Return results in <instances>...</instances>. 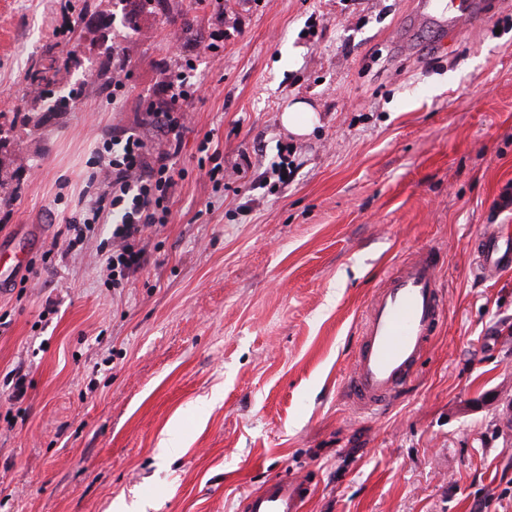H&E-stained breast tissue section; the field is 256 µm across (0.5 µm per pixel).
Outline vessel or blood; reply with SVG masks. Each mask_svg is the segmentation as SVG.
<instances>
[{
	"mask_svg": "<svg viewBox=\"0 0 512 512\" xmlns=\"http://www.w3.org/2000/svg\"><path fill=\"white\" fill-rule=\"evenodd\" d=\"M440 33L476 26L488 14L481 0H419ZM477 266L488 275L512 269V235L503 225H485L475 241ZM442 314L436 253L423 249L393 269L373 295L361 341L346 381L352 406L368 412L384 408L410 381ZM303 485L281 477L244 498L242 512H297Z\"/></svg>",
	"mask_w": 512,
	"mask_h": 512,
	"instance_id": "1",
	"label": "vessel or blood"
}]
</instances>
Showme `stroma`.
<instances>
[{"label":"stroma","mask_w":512,"mask_h":512,"mask_svg":"<svg viewBox=\"0 0 512 512\" xmlns=\"http://www.w3.org/2000/svg\"><path fill=\"white\" fill-rule=\"evenodd\" d=\"M93 2L106 31L83 0H0V112H28L29 68L70 49L80 90L0 156V257L27 258L0 267V512H240L283 476L305 485L299 512H512V273L472 256L512 221L494 210L512 194V0L446 38L412 26L417 0ZM219 27V56L198 55ZM186 56L203 85L147 263L106 287L103 224L42 268L104 141L159 147L161 73ZM297 99L320 116L305 137L280 123ZM207 136L240 179L201 170ZM423 248L441 254L435 334L386 410L355 412L368 302ZM15 368L29 387L10 418Z\"/></svg>","instance_id":"obj_1"}]
</instances>
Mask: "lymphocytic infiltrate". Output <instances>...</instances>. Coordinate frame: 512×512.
<instances>
[{"instance_id":"1","label":"lymphocytic infiltrate","mask_w":512,"mask_h":512,"mask_svg":"<svg viewBox=\"0 0 512 512\" xmlns=\"http://www.w3.org/2000/svg\"><path fill=\"white\" fill-rule=\"evenodd\" d=\"M193 70L194 62L188 59L162 74L160 87L168 103L153 114L164 134L162 147L149 151L143 140L132 135L104 143L97 168L87 179L95 199L68 220L71 236L66 248L70 251L83 245L96 225H111L112 246L104 251L102 263L107 287H122L131 271L144 266L145 230L169 221L168 190L177 175L173 160L180 152L186 108L200 88L192 77Z\"/></svg>"}]
</instances>
